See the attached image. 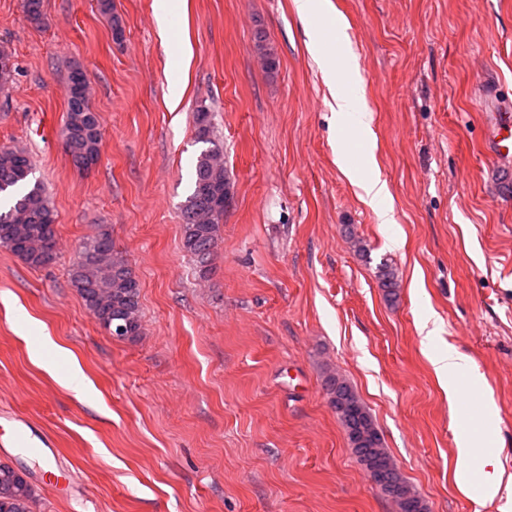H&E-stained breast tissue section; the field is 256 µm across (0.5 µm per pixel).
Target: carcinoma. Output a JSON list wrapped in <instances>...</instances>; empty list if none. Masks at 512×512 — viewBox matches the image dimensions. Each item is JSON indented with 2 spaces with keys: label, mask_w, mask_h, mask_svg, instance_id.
Wrapping results in <instances>:
<instances>
[{
  "label": "carcinoma",
  "mask_w": 512,
  "mask_h": 512,
  "mask_svg": "<svg viewBox=\"0 0 512 512\" xmlns=\"http://www.w3.org/2000/svg\"><path fill=\"white\" fill-rule=\"evenodd\" d=\"M15 64L11 55L0 51V90L9 86ZM195 131L198 141L210 145L197 158L191 193L182 207L183 248L193 255L198 274L211 272V256L221 238L226 200L231 182L224 165L218 163L222 147L216 142L211 110L197 108ZM65 145L75 165L86 169L84 161L99 156L102 124L90 106L85 77L75 67L69 75L67 113L63 128ZM33 164L23 150L0 148V247L33 268L56 262L55 212L50 196L40 182L30 183ZM380 287L388 300L397 297L394 270L380 268ZM71 283L97 322L105 329L114 323L127 327V339L142 333L139 281L128 260L117 251L107 230L86 238L79 246L78 259L71 268ZM323 390L345 430L356 457L377 448V457L386 467L383 478L394 486L392 502L397 512H421L424 499L407 483L384 447L371 413L353 386L331 369L324 372ZM35 491L27 479L10 465L0 463V512H32Z\"/></svg>",
  "instance_id": "obj_1"
}]
</instances>
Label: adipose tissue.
Returning <instances> with one entry per match:
<instances>
[{
    "instance_id": "adipose-tissue-1",
    "label": "adipose tissue",
    "mask_w": 512,
    "mask_h": 512,
    "mask_svg": "<svg viewBox=\"0 0 512 512\" xmlns=\"http://www.w3.org/2000/svg\"><path fill=\"white\" fill-rule=\"evenodd\" d=\"M307 48L321 67L323 79L331 91L329 106L336 114L341 128L351 131L362 148L365 166L375 163V143L370 140L373 116L363 105L360 76L348 59L337 58L334 49L327 47L322 36H310ZM336 164L341 172L360 191L361 200L374 212L378 223H394L392 207L387 203L388 187L377 176L362 178L359 167L351 161L348 141H341L336 152ZM434 370L448 391L449 402H456L462 378H474L476 371L471 357L457 348L437 351L430 356Z\"/></svg>"
}]
</instances>
